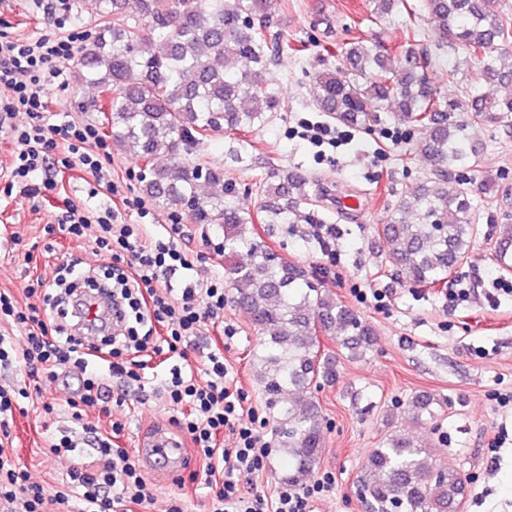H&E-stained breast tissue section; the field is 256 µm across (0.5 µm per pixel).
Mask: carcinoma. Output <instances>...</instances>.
Masks as SVG:
<instances>
[{
	"mask_svg": "<svg viewBox=\"0 0 512 512\" xmlns=\"http://www.w3.org/2000/svg\"><path fill=\"white\" fill-rule=\"evenodd\" d=\"M373 2L379 19L407 8V0ZM131 4L137 20L120 22ZM422 7L435 23L438 46L462 55L473 69L459 99L437 96L413 47L392 53L359 42L342 51L346 69L317 75L316 106L344 125L366 126L391 107L399 120L421 126L418 148L435 168L416 191L399 196L394 219L376 232L389 263L406 280L434 285L468 257L477 232L467 182L458 174L477 157L464 125L512 117L511 95L490 98L483 91L487 83L512 84V17L497 10L496 0H423ZM100 17L80 48L78 77L110 94L111 137L146 162V194L163 208L185 204L195 223L224 230L233 302L261 334L253 359L277 447L288 458L285 479L301 486L324 450V419L313 390L336 377V356L322 338L362 360L376 343L375 331L251 228L257 219L291 224L301 205L319 202L310 174H280L251 210L235 195L199 194L201 181L224 187V172L181 158L202 145L208 131H249L281 109L265 78L269 46L261 25L272 18L268 0H100ZM455 112L465 120L455 119ZM160 155L174 162L153 166ZM433 404L432 395H416V421L434 418ZM356 487L367 512H460L467 494V480L457 470L438 465L430 449L397 434L367 454Z\"/></svg>",
	"mask_w": 512,
	"mask_h": 512,
	"instance_id": "carcinoma-1",
	"label": "carcinoma"
}]
</instances>
